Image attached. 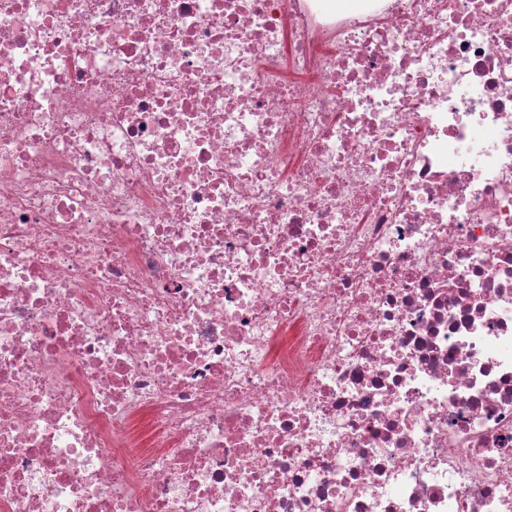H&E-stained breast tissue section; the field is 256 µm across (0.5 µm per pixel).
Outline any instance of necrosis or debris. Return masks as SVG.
Segmentation results:
<instances>
[{
  "label": "necrosis or debris",
  "instance_id": "obj_1",
  "mask_svg": "<svg viewBox=\"0 0 512 512\" xmlns=\"http://www.w3.org/2000/svg\"><path fill=\"white\" fill-rule=\"evenodd\" d=\"M0 512H512V0H0Z\"/></svg>",
  "mask_w": 512,
  "mask_h": 512
}]
</instances>
